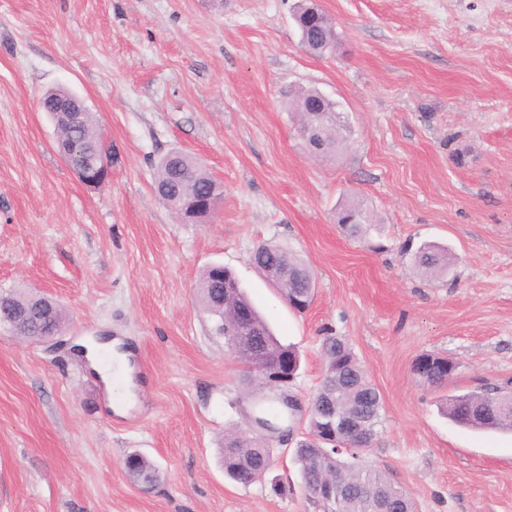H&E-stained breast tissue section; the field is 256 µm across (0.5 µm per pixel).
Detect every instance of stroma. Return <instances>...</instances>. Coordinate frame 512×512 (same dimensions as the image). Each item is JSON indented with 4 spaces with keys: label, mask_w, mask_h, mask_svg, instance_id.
Listing matches in <instances>:
<instances>
[{
    "label": "stroma",
    "mask_w": 512,
    "mask_h": 512,
    "mask_svg": "<svg viewBox=\"0 0 512 512\" xmlns=\"http://www.w3.org/2000/svg\"><path fill=\"white\" fill-rule=\"evenodd\" d=\"M298 0H0V289L40 290L66 310L56 344L0 325V512H322L293 450L323 376V342L346 337L378 389V436L363 459L418 512H512V432L453 424L445 394L512 382V0H319L335 54L300 44ZM80 95L112 148L96 189L58 154L40 100ZM316 89L342 112L345 148L312 158L289 103ZM173 150L224 187L201 224L154 193ZM369 212L347 236L336 213ZM261 242L316 280L304 312L252 265ZM448 249L422 276L420 246ZM223 263L293 345L298 410L252 425L245 367L198 305ZM120 338L149 370L114 414L79 344ZM458 369L420 384L415 357ZM273 450L270 481L224 476L225 431ZM157 466L153 487L126 455ZM287 488L272 491L271 480ZM415 264L422 273L434 277L445 273L450 262L447 253L424 247L416 253ZM420 356L427 358L431 365L428 371L417 374L418 379L424 383L423 385L435 389L444 388L451 378V374L457 368L456 363L448 357L433 352H425L420 354Z\"/></svg>",
    "instance_id": "obj_1"
}]
</instances>
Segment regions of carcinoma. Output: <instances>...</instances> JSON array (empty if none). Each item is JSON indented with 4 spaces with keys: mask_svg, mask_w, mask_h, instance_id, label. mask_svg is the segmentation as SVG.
<instances>
[{
    "mask_svg": "<svg viewBox=\"0 0 512 512\" xmlns=\"http://www.w3.org/2000/svg\"><path fill=\"white\" fill-rule=\"evenodd\" d=\"M310 4L300 6L296 13L302 46L310 53L324 56L336 47V30L332 18L324 12L314 13ZM329 109L328 118L336 117V103L320 97L316 89H304L295 95L291 110L300 121V132L306 133L316 120L311 113L314 106ZM73 136L89 145H99L101 132L93 115L73 132ZM154 190L161 199L172 197L187 202L196 197L223 198L221 185L211 177L195 157L172 151L156 164ZM338 224L353 236L370 227V219L358 204H347L338 213ZM252 264L260 271L274 267L278 273V288L283 298L294 295L312 299L315 282L306 264L294 253L278 246L259 244L251 253ZM415 264L427 276L445 273L449 267L448 254L423 248L415 255ZM221 265L206 267L199 279L198 297L202 309L214 322H225L239 309L248 313L247 325L236 337L234 354L247 362L264 360L272 371L256 379L259 384L285 385L293 381L300 368L295 349L282 344L263 315L258 311L234 273ZM0 299L14 308L27 311L31 317L26 335L39 339L66 323V315L56 302H44L36 292L20 289L0 290ZM325 368L323 378L311 403L308 433L293 449L300 467L301 478L309 499H315L314 486L342 476L349 484L351 494L339 512H371L374 501L382 494L394 505L395 512H416V503L405 491L392 485L377 469L365 464L360 449L338 451L326 448L319 441L327 415L335 409L347 410L363 407V437L372 445L380 423L382 402L378 390L368 380L359 359L350 344L340 336H329L323 344ZM422 357L430 362L429 370L417 374L424 385L445 387L457 365L449 358L425 352ZM448 418L456 424L475 430L512 431V393L503 384H488L479 390L446 398ZM224 474L234 482L248 486L258 473L270 463L272 452L253 440L234 432L224 434L222 444ZM124 465L136 480L154 483L158 472L154 462L144 455L129 454Z\"/></svg>",
    "mask_w": 512,
    "mask_h": 512,
    "instance_id": "cac0c4a2",
    "label": "carcinoma"
}]
</instances>
